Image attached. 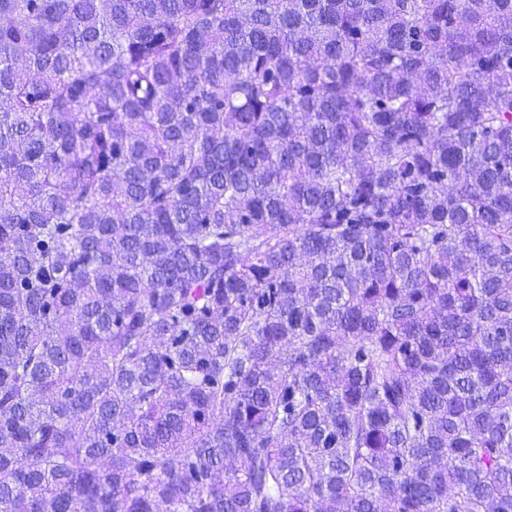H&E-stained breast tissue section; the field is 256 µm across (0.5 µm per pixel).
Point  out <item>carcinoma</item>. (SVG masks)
Listing matches in <instances>:
<instances>
[{"instance_id":"carcinoma-1","label":"carcinoma","mask_w":512,"mask_h":512,"mask_svg":"<svg viewBox=\"0 0 512 512\" xmlns=\"http://www.w3.org/2000/svg\"><path fill=\"white\" fill-rule=\"evenodd\" d=\"M0 512H512V0H0Z\"/></svg>"}]
</instances>
